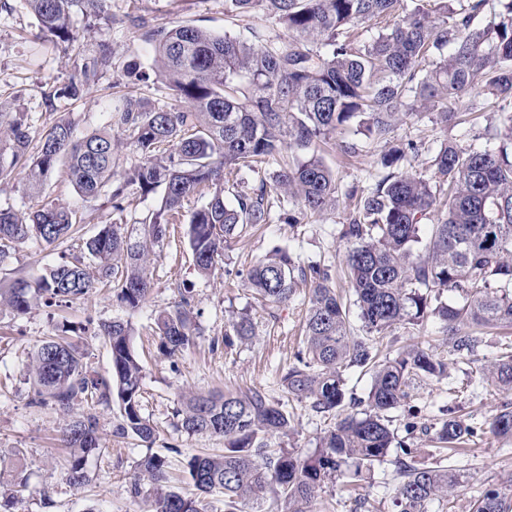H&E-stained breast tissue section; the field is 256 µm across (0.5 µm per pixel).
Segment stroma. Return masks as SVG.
Instances as JSON below:
<instances>
[{
    "label": "stroma",
    "instance_id": "obj_1",
    "mask_svg": "<svg viewBox=\"0 0 512 512\" xmlns=\"http://www.w3.org/2000/svg\"><path fill=\"white\" fill-rule=\"evenodd\" d=\"M140 16L151 18L156 25L191 23L218 35L230 33L244 39L255 32L272 41L286 36L284 28L261 11L225 16L224 0H106L99 17H74L77 40L73 46L64 47L41 40L38 22L26 0H0V102L5 103L10 117L24 119L35 137L54 121L64 119L72 122L74 136L80 139L105 126L110 112L125 96L142 97L161 108L170 106V91L153 68V48L134 24ZM105 47L114 51L115 66L100 74L89 95L77 100L47 99L50 87L67 81L77 62ZM499 107V100L474 89L455 104L460 114L457 125L444 128L429 117L411 115L394 129L390 139L422 143L419 162L424 165L443 140L473 144L475 134L495 124ZM348 144L355 145V153L345 152ZM384 147V142L349 132L321 145L318 153L335 174L340 191L354 188L364 195L374 184L377 159ZM47 198L85 212L87 219L81 233L86 238L93 237L101 222L109 218V210L101 202H82L63 169L51 174L41 198L27 192L23 169H15L11 178L0 181V208L11 209L20 218H27ZM352 208V201L343 196L334 211L305 218L303 223L276 222L249 228L225 251L223 261L208 278L194 270L184 225H171L167 237L155 249L152 292L135 312L105 291L91 293L56 314L39 299L23 315L0 310V468L10 469L11 449H21L28 480L27 491L13 504L11 512H148V496L131 497L127 486L136 462L149 451L165 456L177 488L193 494L194 488L184 474L187 460L202 452H223L224 439L177 428L174 410L183 396L192 392L247 388L265 392L282 402L294 418L292 432L272 439V447L313 453L336 418L313 414L306 403L289 399L280 384L281 375L293 361L308 308L309 287L297 284L287 305L263 306L254 299L244 272L251 263L279 247L288 249L302 265L317 261L339 266L345 248L337 238L338 229ZM59 253V248L33 241L16 245L10 259L0 265V280L22 276L35 282ZM184 289L193 295L192 309L200 335L195 347L170 360L158 350L159 339L152 331L153 315L174 306ZM245 314L257 327L256 337L230 347L220 345L227 321ZM112 319H128L134 325L132 346L146 374L141 401L160 436L149 448L133 437H115L112 426L119 415L117 404L96 406L100 449L86 461L88 482L76 488L67 481L70 450L62 442L72 416L51 405L33 404L27 367L40 341L54 334L57 322L67 320L81 328L78 344L90 370L107 375L110 348L99 336L98 325ZM412 343L437 354L447 350L441 325L435 320L417 329L394 326L377 340L379 349L391 353ZM498 345L495 333H488L477 362L453 368L450 378L414 385L410 391L412 404L430 417L453 401L476 421L489 419L506 400L505 395L481 380V368L494 360ZM393 417L398 437H409L411 447L416 448L417 462L445 466L459 479L456 496L429 504L428 512H471L474 500L486 488L512 480V437L488 432L458 451L439 455L428 435L418 432L407 436L401 411H394ZM398 482L394 460L389 457L375 465L362 485H349L342 478L327 484L312 502L311 510L396 512Z\"/></svg>",
    "mask_w": 512,
    "mask_h": 512
}]
</instances>
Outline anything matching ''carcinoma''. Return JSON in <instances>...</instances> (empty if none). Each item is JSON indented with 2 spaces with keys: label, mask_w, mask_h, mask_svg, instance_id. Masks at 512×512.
Masks as SVG:
<instances>
[{
  "label": "carcinoma",
  "mask_w": 512,
  "mask_h": 512,
  "mask_svg": "<svg viewBox=\"0 0 512 512\" xmlns=\"http://www.w3.org/2000/svg\"><path fill=\"white\" fill-rule=\"evenodd\" d=\"M27 2L46 39L71 45L73 15L97 16L106 0ZM448 2L421 0L409 10L404 0H224L227 16L256 10L271 15L288 33L278 42L259 37L248 43L196 25L168 27L142 19L139 27L153 45L154 67L176 105L156 109L131 97L112 110L108 126L76 140L71 122L55 121L35 147L26 125L4 121L0 111L1 179L21 162L29 190L38 193L63 163L80 198H103L116 216L85 242L87 255L60 257L33 285L18 279L0 288V309L25 314L36 296L62 309L104 285L136 311L152 290L155 247L169 225L181 222L185 205L195 203L188 242L195 270L207 277L244 229L269 223L273 205L300 206L296 216L283 211L287 224L336 208V177L315 154L316 145L336 132L355 122L360 133L383 140L407 110L428 112L446 127L457 118L448 102L478 85L494 97L512 99V0H497L499 12L485 25L481 14L488 0H467L457 10ZM370 19L383 23L382 29L354 44L352 32ZM113 58V52L101 50L76 65L68 81L51 87L47 97H83L101 72L114 68ZM115 130L128 135L140 163L118 169L123 143L112 136ZM477 138L484 140L480 148L453 139L441 142L428 177L416 169L420 148L415 141L380 154L383 175L338 231L347 247L341 273L351 283L354 302L336 292L331 267L302 266L286 249L274 250L247 270L255 293L272 303L288 301L297 281L309 283L304 340L282 376V387L312 411L334 412L338 419L319 448L302 456L268 448L269 438L288 436L291 415L262 391L184 396L175 411L180 427L224 437L223 454L193 455L186 464L198 492L224 494V512H248L269 494L287 502L288 512H307L306 505L326 483L342 475L360 482L393 450L400 477L398 512H427L431 502L453 495L459 482L446 469L415 463V449L392 429L389 412L400 407L406 433L419 429L433 435L442 445L440 453L486 429L512 437V403L484 422L462 418L450 404L423 423L421 410L407 403L411 386L445 379L451 365L476 356L485 332L512 330V110L501 112L499 125ZM275 156L281 164L271 183L263 181L250 193L233 185V200L226 201L229 176L256 173ZM158 191L160 207L123 226L129 198ZM431 218L424 242L420 226ZM82 222L78 209L52 201L26 220L0 209V263L17 243L34 238L52 246ZM445 291L458 294L463 304L442 302ZM352 305L359 310L362 336L351 326ZM432 317L449 336L446 355L413 345L382 357L372 343V337L397 324L414 327ZM154 321L165 356L194 346L190 297L159 311ZM461 324L471 331L459 333ZM99 330L110 346L109 375L88 374L83 353L65 337L71 328L64 326V335L44 340L34 354L32 402L49 400L70 413L84 402L115 399L120 417L113 433L150 446L158 430L142 413L145 371L132 348V324L112 320L100 323ZM255 336V323L241 316L225 329L224 344ZM349 369L371 374L372 383L367 398L351 402L353 411L345 413L344 372ZM482 375L486 385L512 392V340L502 344ZM62 440L72 449L67 480L82 486L89 480L86 459L99 449L97 415L76 416ZM144 482L153 491L152 512H206L200 497L166 486V459L158 454L137 462L130 493L140 494ZM5 486L7 503L25 490L20 467ZM474 512H512V484L484 490Z\"/></svg>",
  "instance_id": "cac0c4a2"
}]
</instances>
